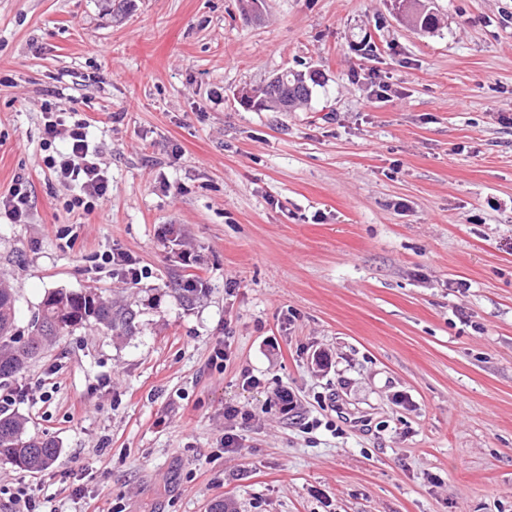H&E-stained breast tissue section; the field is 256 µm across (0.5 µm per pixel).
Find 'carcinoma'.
Listing matches in <instances>:
<instances>
[{"label": "carcinoma", "instance_id": "obj_1", "mask_svg": "<svg viewBox=\"0 0 512 512\" xmlns=\"http://www.w3.org/2000/svg\"><path fill=\"white\" fill-rule=\"evenodd\" d=\"M416 8L413 15L415 26L424 31L437 28L436 16L420 7V0H411ZM318 82L290 71L286 83L272 89L264 85L253 90L255 100L263 109L272 112L296 111L307 102ZM16 289L0 281V380L8 381L24 371L46 347L76 329L88 325H101L118 334L129 333L135 315L125 305L96 293L57 289L43 298L37 313L30 322L28 336L16 333ZM24 417L0 411V461L29 472L47 469L60 454L58 444L50 439L30 436Z\"/></svg>", "mask_w": 512, "mask_h": 512}]
</instances>
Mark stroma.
<instances>
[{"label":"stroma","instance_id":"1","mask_svg":"<svg viewBox=\"0 0 512 512\" xmlns=\"http://www.w3.org/2000/svg\"><path fill=\"white\" fill-rule=\"evenodd\" d=\"M428 5L431 33L390 0H0L16 327L60 288L137 314L0 387L61 448L0 462V512L24 484L46 512H512V0ZM311 68L296 111L238 101ZM47 101L92 124L91 213L42 162ZM31 199V186L28 180L17 178L8 193L0 196V211L3 208L13 222L25 221L30 214Z\"/></svg>","mask_w":512,"mask_h":512}]
</instances>
